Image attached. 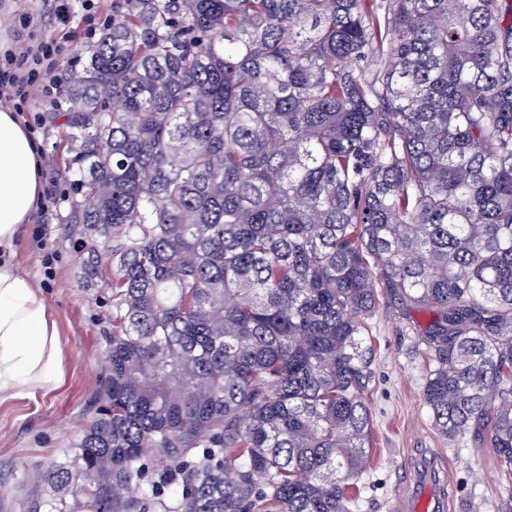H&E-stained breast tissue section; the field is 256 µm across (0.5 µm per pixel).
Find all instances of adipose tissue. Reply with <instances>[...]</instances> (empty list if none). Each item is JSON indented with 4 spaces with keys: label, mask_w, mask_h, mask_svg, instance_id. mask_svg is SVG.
I'll list each match as a JSON object with an SVG mask.
<instances>
[{
    "label": "adipose tissue",
    "mask_w": 512,
    "mask_h": 512,
    "mask_svg": "<svg viewBox=\"0 0 512 512\" xmlns=\"http://www.w3.org/2000/svg\"><path fill=\"white\" fill-rule=\"evenodd\" d=\"M43 192L39 144L16 112L0 108V403L50 389L65 365L42 293L13 261Z\"/></svg>",
    "instance_id": "ef3b65f1"
}]
</instances>
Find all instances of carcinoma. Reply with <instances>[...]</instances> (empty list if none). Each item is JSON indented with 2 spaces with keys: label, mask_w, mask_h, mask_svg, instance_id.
Masks as SVG:
<instances>
[{
  "label": "carcinoma",
  "mask_w": 512,
  "mask_h": 512,
  "mask_svg": "<svg viewBox=\"0 0 512 512\" xmlns=\"http://www.w3.org/2000/svg\"><path fill=\"white\" fill-rule=\"evenodd\" d=\"M68 102L109 372L28 512H351L379 284L512 470V0H112Z\"/></svg>",
  "instance_id": "obj_1"
}]
</instances>
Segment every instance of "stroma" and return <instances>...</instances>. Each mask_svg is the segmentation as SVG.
<instances>
[{
    "instance_id": "obj_1",
    "label": "stroma",
    "mask_w": 512,
    "mask_h": 512,
    "mask_svg": "<svg viewBox=\"0 0 512 512\" xmlns=\"http://www.w3.org/2000/svg\"><path fill=\"white\" fill-rule=\"evenodd\" d=\"M68 22H59L52 0H0V57L17 41L56 40L63 55L50 97L28 96L19 104L24 124H39L35 137L44 165L57 173L45 182L53 199L36 211L15 245V263L40 286L69 359L50 390L0 404V512H28L40 496L41 471L62 456L91 409L108 366L106 338L112 333V303L105 290L84 286L76 241L82 227L68 223L76 194L65 169L72 152L60 110L77 60L112 14V0H71ZM54 253L46 262V253ZM429 313L403 307L381 293L372 321L375 359L361 394L371 422V463L358 482L352 512H400L415 477L428 471L444 482L447 512H502L512 494L507 473L471 431L443 437L423 399L432 361L418 333Z\"/></svg>"
}]
</instances>
